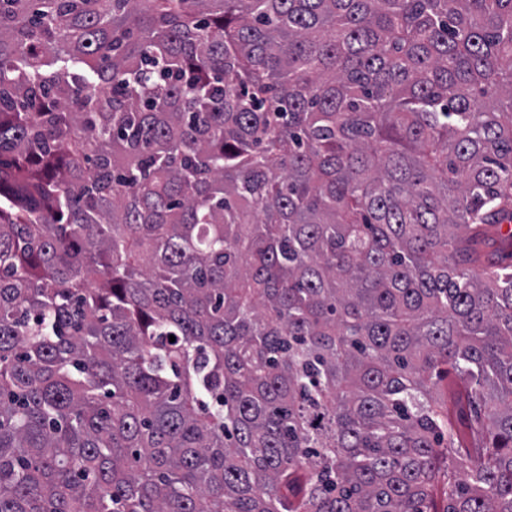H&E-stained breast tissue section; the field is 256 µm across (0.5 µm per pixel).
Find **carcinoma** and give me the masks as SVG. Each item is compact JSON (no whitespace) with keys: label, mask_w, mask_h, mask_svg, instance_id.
I'll return each mask as SVG.
<instances>
[{"label":"carcinoma","mask_w":512,"mask_h":512,"mask_svg":"<svg viewBox=\"0 0 512 512\" xmlns=\"http://www.w3.org/2000/svg\"><path fill=\"white\" fill-rule=\"evenodd\" d=\"M505 257L512 0H0V512H512Z\"/></svg>","instance_id":"carcinoma-1"}]
</instances>
